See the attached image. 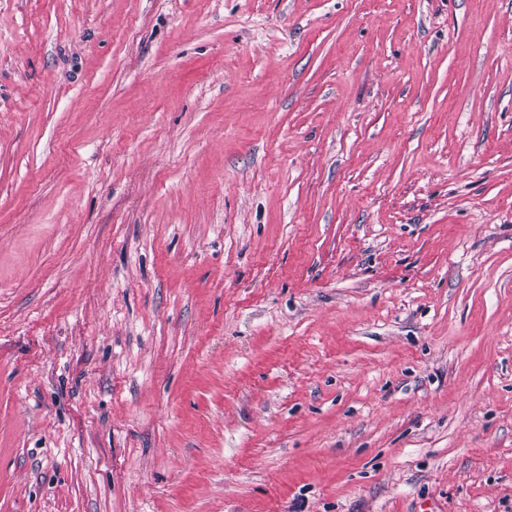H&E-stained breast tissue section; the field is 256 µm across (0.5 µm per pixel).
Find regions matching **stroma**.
Here are the masks:
<instances>
[{
  "mask_svg": "<svg viewBox=\"0 0 512 512\" xmlns=\"http://www.w3.org/2000/svg\"><path fill=\"white\" fill-rule=\"evenodd\" d=\"M0 512H512V0H0Z\"/></svg>",
  "mask_w": 512,
  "mask_h": 512,
  "instance_id": "1",
  "label": "stroma"
}]
</instances>
